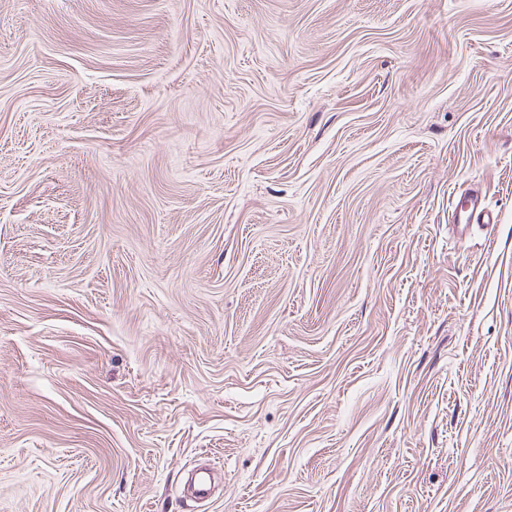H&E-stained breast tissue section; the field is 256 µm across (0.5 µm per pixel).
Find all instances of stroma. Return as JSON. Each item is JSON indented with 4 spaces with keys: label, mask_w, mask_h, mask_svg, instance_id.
Segmentation results:
<instances>
[{
    "label": "stroma",
    "mask_w": 512,
    "mask_h": 512,
    "mask_svg": "<svg viewBox=\"0 0 512 512\" xmlns=\"http://www.w3.org/2000/svg\"><path fill=\"white\" fill-rule=\"evenodd\" d=\"M0 512H512V0H0ZM451 223L459 239H466L475 226L495 224L496 217L486 210L482 198L472 194L460 198L450 213Z\"/></svg>",
    "instance_id": "1"
}]
</instances>
